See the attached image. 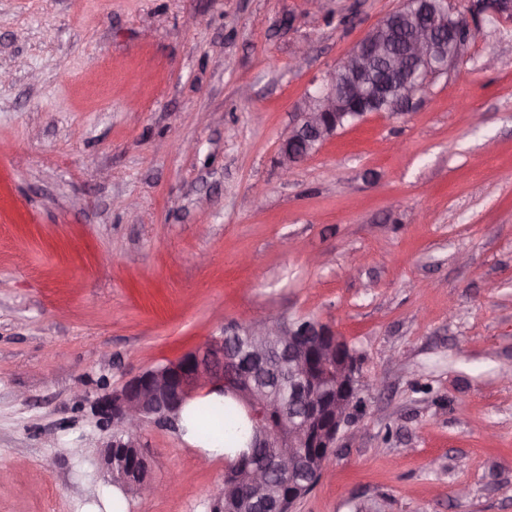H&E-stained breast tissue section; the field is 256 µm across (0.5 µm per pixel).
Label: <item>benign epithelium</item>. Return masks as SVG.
Returning a JSON list of instances; mask_svg holds the SVG:
<instances>
[{
	"label": "benign epithelium",
	"mask_w": 512,
	"mask_h": 512,
	"mask_svg": "<svg viewBox=\"0 0 512 512\" xmlns=\"http://www.w3.org/2000/svg\"><path fill=\"white\" fill-rule=\"evenodd\" d=\"M407 0L378 23L388 26L402 14L415 18L414 33L404 54L390 60L392 81L371 80L375 64L385 52L384 42L369 29L342 60L347 77L339 81L329 73L324 83L306 94L297 122L288 127L280 143L281 165L288 170L305 160L326 140L345 127L350 115L362 119L363 104L376 99L388 111L408 110L429 78L445 73L463 53L473 28L464 15L454 26L446 25L447 0H436L437 11ZM274 339L279 360L288 373L269 368L268 339ZM288 385V407L269 418L264 406L272 399V386ZM230 393L239 399L260 424L254 440H276L277 454L267 464L249 467L240 479L235 467L224 469V485L215 499L228 502L236 512L270 500V472L285 469L288 501L277 500L270 512H290L320 480L335 452L339 435L351 411L361 401L357 355L349 343L318 320L287 322L271 317L264 322L231 325L221 336L185 352L175 360L149 368L129 379L118 391L94 399L99 419L112 426V444L103 461L113 481L136 496L158 492L147 480L149 459L138 446L141 427L154 420L172 426L183 404L200 392Z\"/></svg>",
	"instance_id": "7a95c632"
}]
</instances>
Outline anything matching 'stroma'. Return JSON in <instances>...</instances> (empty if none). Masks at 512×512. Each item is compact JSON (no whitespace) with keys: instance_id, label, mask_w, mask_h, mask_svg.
<instances>
[{"instance_id":"obj_1","label":"stroma","mask_w":512,"mask_h":512,"mask_svg":"<svg viewBox=\"0 0 512 512\" xmlns=\"http://www.w3.org/2000/svg\"><path fill=\"white\" fill-rule=\"evenodd\" d=\"M291 174L302 99L403 0H0V512H112L101 393L269 315L363 384L293 512H512V19ZM310 55L296 65L299 46ZM210 512L225 461L140 436Z\"/></svg>"}]
</instances>
